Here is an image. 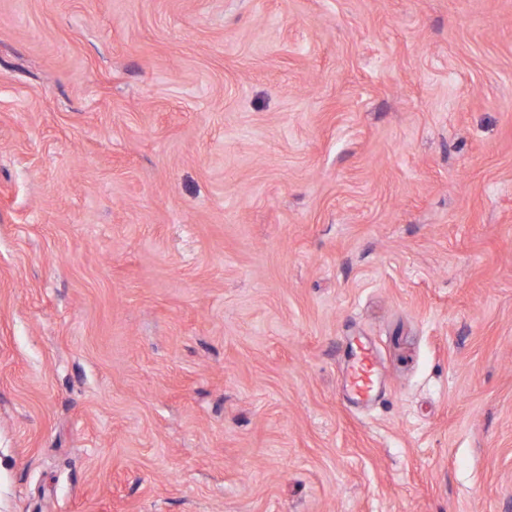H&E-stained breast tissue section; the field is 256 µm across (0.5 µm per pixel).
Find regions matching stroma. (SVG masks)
I'll return each mask as SVG.
<instances>
[{"instance_id":"35a3bbf8","label":"stroma","mask_w":512,"mask_h":512,"mask_svg":"<svg viewBox=\"0 0 512 512\" xmlns=\"http://www.w3.org/2000/svg\"><path fill=\"white\" fill-rule=\"evenodd\" d=\"M0 512H512V0H0ZM346 388L359 400L370 401L374 392V357L364 349L361 357L347 373Z\"/></svg>"}]
</instances>
